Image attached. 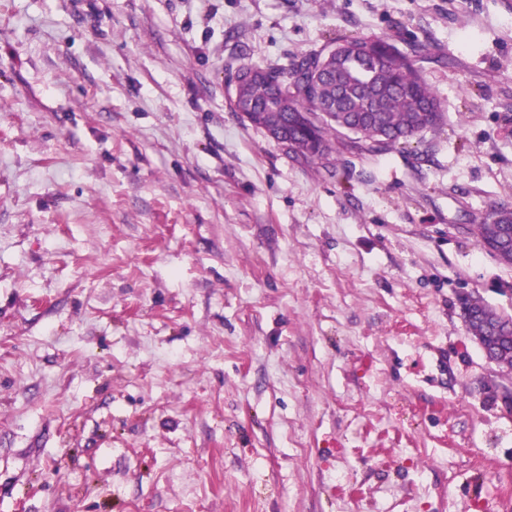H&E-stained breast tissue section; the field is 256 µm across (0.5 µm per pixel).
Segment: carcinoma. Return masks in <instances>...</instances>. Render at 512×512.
Returning <instances> with one entry per match:
<instances>
[{"label":"carcinoma","mask_w":512,"mask_h":512,"mask_svg":"<svg viewBox=\"0 0 512 512\" xmlns=\"http://www.w3.org/2000/svg\"><path fill=\"white\" fill-rule=\"evenodd\" d=\"M331 62L323 51L293 59L285 66L260 69L263 77L239 84L230 104L236 113H256L252 126L262 128L264 112H286L293 154L307 158L317 140L329 155L328 136L356 135L368 152H386L438 127L441 104L415 60L384 40L334 42ZM501 349L495 361L512 368V318L498 323Z\"/></svg>","instance_id":"obj_1"}]
</instances>
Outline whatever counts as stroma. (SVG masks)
I'll return each mask as SVG.
<instances>
[{
    "label": "stroma",
    "mask_w": 512,
    "mask_h": 512,
    "mask_svg": "<svg viewBox=\"0 0 512 512\" xmlns=\"http://www.w3.org/2000/svg\"><path fill=\"white\" fill-rule=\"evenodd\" d=\"M426 47L445 115L287 153L242 66ZM512 0H0V512H512ZM497 339L500 343L501 349L499 350L495 361L497 364L512 368V318L506 322H498Z\"/></svg>",
    "instance_id": "obj_1"
}]
</instances>
